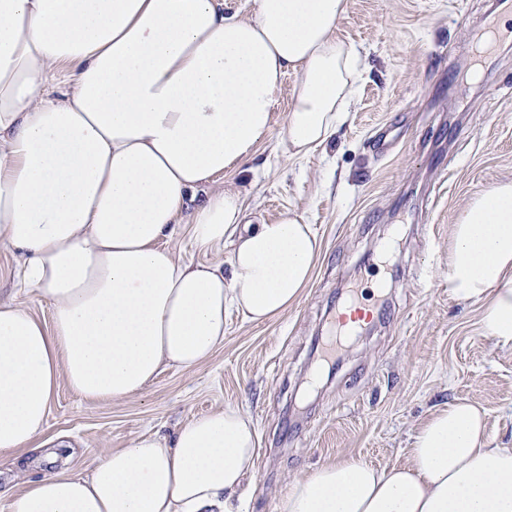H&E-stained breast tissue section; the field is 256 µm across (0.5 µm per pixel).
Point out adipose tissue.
Here are the masks:
<instances>
[{
	"label": "adipose tissue",
	"mask_w": 512,
	"mask_h": 512,
	"mask_svg": "<svg viewBox=\"0 0 512 512\" xmlns=\"http://www.w3.org/2000/svg\"><path fill=\"white\" fill-rule=\"evenodd\" d=\"M0 0V245L50 307L0 301V458L49 463L8 512H233L257 431L239 409L202 415L173 440L141 435L68 473L67 436L45 439L59 384L94 401L142 393L164 367L191 370L224 344V312L280 317L308 288L322 245L288 211L247 220L214 189L272 131L302 158L342 124L358 53L337 34L349 0ZM228 249L183 259L164 240ZM448 291L479 330L512 347V181L474 195L450 229ZM279 512H512V448L492 444L465 401L434 412L407 465L356 458L294 479Z\"/></svg>",
	"instance_id": "ef3b65f1"
}]
</instances>
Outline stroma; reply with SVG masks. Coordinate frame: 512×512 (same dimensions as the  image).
I'll list each match as a JSON object with an SVG mask.
<instances>
[{
  "instance_id": "stroma-1",
  "label": "stroma",
  "mask_w": 512,
  "mask_h": 512,
  "mask_svg": "<svg viewBox=\"0 0 512 512\" xmlns=\"http://www.w3.org/2000/svg\"><path fill=\"white\" fill-rule=\"evenodd\" d=\"M498 16L490 0H349L337 34L361 62L348 121L288 158V75L271 134L217 182L241 191L250 218L290 209L313 225L322 255L309 287L265 324L229 313L208 362L164 369L140 395L98 402L60 385L46 434L74 443L68 472L227 406L258 432L255 467L232 497L241 512H278L289 483L327 462L405 464L418 428L457 399L482 408L494 445L512 448V347L481 336L477 306L451 298L447 280L466 201L512 180V36H484ZM19 261L0 247V299L49 319L20 288ZM353 287L374 323L325 357L326 318Z\"/></svg>"
}]
</instances>
